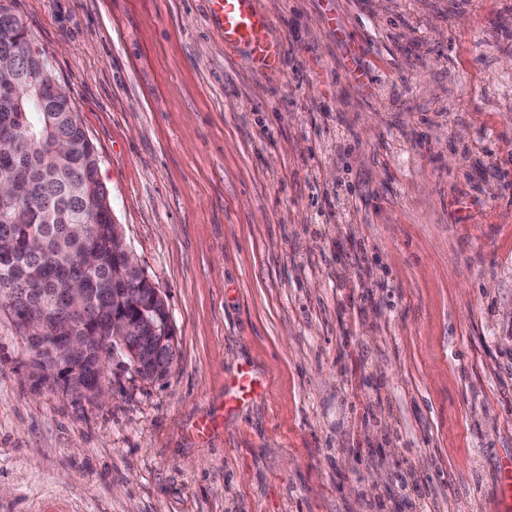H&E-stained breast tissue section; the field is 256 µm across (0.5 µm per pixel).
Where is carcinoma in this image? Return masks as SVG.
<instances>
[{
	"mask_svg": "<svg viewBox=\"0 0 512 512\" xmlns=\"http://www.w3.org/2000/svg\"><path fill=\"white\" fill-rule=\"evenodd\" d=\"M20 25L12 9L0 4V56L17 59L18 68L0 74V100L14 104L0 112V138L14 147L0 155V176L13 191L0 201V309L12 314L16 327L26 332L32 321L46 320L74 336H97L87 353L68 363L57 387L64 393L78 389L90 395L101 375L93 370L119 342L112 339V317L136 318L152 300L151 285L125 278L128 258L112 254V219L109 194L98 176L99 156L85 138L72 100L41 98L39 88L27 83L28 71L43 74L42 82L56 81L45 52L25 54L15 37ZM82 281L85 305L75 312L66 289ZM122 355L147 380L163 378L143 371L138 363L147 352L134 334L122 345ZM37 369L54 366L55 351L30 346Z\"/></svg>",
	"mask_w": 512,
	"mask_h": 512,
	"instance_id": "carcinoma-1",
	"label": "carcinoma"
}]
</instances>
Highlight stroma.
Instances as JSON below:
<instances>
[{"mask_svg": "<svg viewBox=\"0 0 512 512\" xmlns=\"http://www.w3.org/2000/svg\"><path fill=\"white\" fill-rule=\"evenodd\" d=\"M70 89L177 360L40 380L0 311V512H491L512 458V0H0ZM261 383L232 411L240 371ZM213 428L199 440V422ZM207 1L226 49L246 53L262 70L280 72L282 48L269 38L270 18L258 9L257 0Z\"/></svg>", "mask_w": 512, "mask_h": 512, "instance_id": "obj_1", "label": "stroma"}]
</instances>
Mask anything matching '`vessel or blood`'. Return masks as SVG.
I'll return each mask as SVG.
<instances>
[{
	"instance_id": "b4317fda",
	"label": "vessel or blood",
	"mask_w": 512,
	"mask_h": 512,
	"mask_svg": "<svg viewBox=\"0 0 512 512\" xmlns=\"http://www.w3.org/2000/svg\"><path fill=\"white\" fill-rule=\"evenodd\" d=\"M226 49L246 53L263 70L279 71L282 48L269 37L270 19L257 0H208Z\"/></svg>"
}]
</instances>
